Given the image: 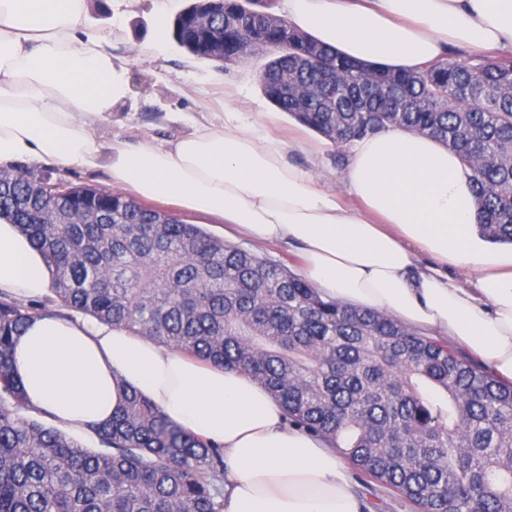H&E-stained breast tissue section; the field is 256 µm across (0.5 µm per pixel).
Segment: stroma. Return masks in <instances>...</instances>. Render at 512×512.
<instances>
[{
	"label": "stroma",
	"instance_id": "stroma-1",
	"mask_svg": "<svg viewBox=\"0 0 512 512\" xmlns=\"http://www.w3.org/2000/svg\"><path fill=\"white\" fill-rule=\"evenodd\" d=\"M97 29L112 41V53L125 65L131 95L97 130L101 140L118 138L129 142L161 144L189 128L188 120L202 109H223L224 89L237 91V106L266 132L280 136H304L316 142L312 130H300L286 113L269 124L272 104L264 97L260 75L270 60L266 51H256L234 63L198 59L180 48L172 37L171 16H158L157 0H87ZM21 172L51 183L108 189L105 169L26 163Z\"/></svg>",
	"mask_w": 512,
	"mask_h": 512
}]
</instances>
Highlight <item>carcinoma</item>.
<instances>
[{
	"instance_id": "1",
	"label": "carcinoma",
	"mask_w": 512,
	"mask_h": 512,
	"mask_svg": "<svg viewBox=\"0 0 512 512\" xmlns=\"http://www.w3.org/2000/svg\"><path fill=\"white\" fill-rule=\"evenodd\" d=\"M254 2L197 0L175 16L174 40L224 63L240 44L272 52L266 98L338 148L386 128L439 140L472 172L481 235L512 243V58L366 68L280 20L273 0L262 10ZM202 6L207 31L193 21ZM209 32L224 40V58L201 51ZM283 71L297 86L287 98ZM325 76L340 91L332 105L318 93ZM369 84L381 90L366 99ZM401 95L419 107L391 109ZM76 206L102 220L39 223L48 208ZM0 218L43 252L58 307L247 374L287 424L336 449L361 482L394 490L416 512H512V383L447 341L324 300L285 264L118 193L50 197L14 174L0 181ZM33 314L0 291V512H224L223 448L145 397H125L112 421L89 426L101 451L30 416L11 351Z\"/></svg>"
}]
</instances>
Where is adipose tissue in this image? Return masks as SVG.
I'll return each mask as SVG.
<instances>
[{
	"label": "adipose tissue",
	"mask_w": 512,
	"mask_h": 512,
	"mask_svg": "<svg viewBox=\"0 0 512 512\" xmlns=\"http://www.w3.org/2000/svg\"><path fill=\"white\" fill-rule=\"evenodd\" d=\"M281 15L342 56L395 71L420 70L452 47L512 53V0H282ZM91 26L85 0H0V166H102L139 197L298 244L323 297L446 336L512 380V249L478 235L471 172L456 153L408 129L354 142L349 208L290 162L297 141L261 133L229 106L159 146L99 142L92 127L129 85ZM50 289L43 254L1 219L0 291L35 299ZM12 362L30 404L65 430L108 421L134 391L222 446L224 512L364 510L335 450L286 425L241 372L53 311L15 337Z\"/></svg>",
	"instance_id": "obj_1"
}]
</instances>
